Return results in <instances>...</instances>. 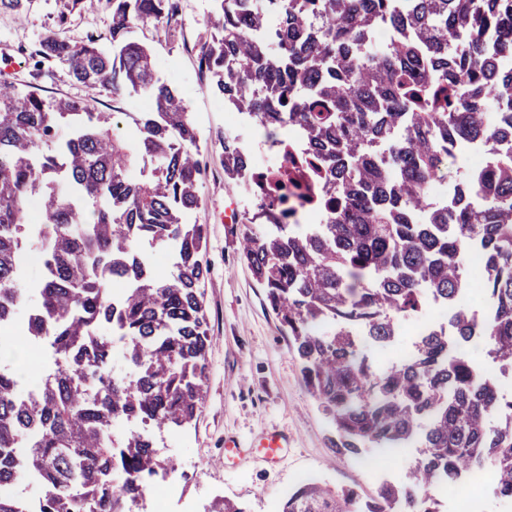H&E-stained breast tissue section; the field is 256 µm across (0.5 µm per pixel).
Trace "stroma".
<instances>
[{
    "label": "stroma",
    "mask_w": 512,
    "mask_h": 512,
    "mask_svg": "<svg viewBox=\"0 0 512 512\" xmlns=\"http://www.w3.org/2000/svg\"><path fill=\"white\" fill-rule=\"evenodd\" d=\"M64 0H32L26 13H0V81L24 86L33 60L21 49L31 48L50 29L72 41L94 34L107 37L109 14L100 7L63 15ZM175 36L151 27H139L134 39L148 45L157 77L185 96L197 131V147L207 163L199 189V204L187 223L207 228L209 271L201 282L210 347L208 380L201 409L191 425L156 435L158 447L177 461L179 497L195 512H214L224 499L247 506L249 512H276L280 500L305 477L332 491H355L362 499L375 495L384 482L399 483L404 464L421 453L412 442L405 462L386 473L365 465L374 456L334 454L329 446L331 426L304 387L300 361L274 313L263 288L240 259L246 211L235 223L225 221L226 209L239 203L236 189L224 182L223 151L218 137L224 132V108L207 79L198 72L194 45L204 31L211 0H182ZM288 441L282 457L269 464L251 454L253 443L269 431ZM247 448V455L228 461L225 440Z\"/></svg>",
    "instance_id": "obj_1"
}]
</instances>
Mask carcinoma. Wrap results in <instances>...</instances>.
<instances>
[{"instance_id": "1", "label": "carcinoma", "mask_w": 512, "mask_h": 512, "mask_svg": "<svg viewBox=\"0 0 512 512\" xmlns=\"http://www.w3.org/2000/svg\"><path fill=\"white\" fill-rule=\"evenodd\" d=\"M107 43H74L56 31L35 43L30 90L0 85V327L20 312L23 334L49 336L62 363L23 396L0 371V486L34 477L40 512H129L145 481L175 464L153 434L197 415L207 381L208 273L198 205L204 168L186 98L155 76L139 26L174 30L173 0H105ZM198 36V70L212 90L269 128L299 127L309 164L324 174L328 223L314 233L286 224L244 234L241 260L265 289L288 334L309 394L333 428L335 453L420 439L422 458L399 484L361 500L305 479L279 512H439L426 486L491 469L493 493L512 503V395L463 352L448 354L430 328L412 356L375 372L357 347L362 330L384 345L432 299L449 308L457 343L486 337L487 356L512 364V0H213ZM280 17L277 41L252 32ZM385 22L400 35L384 51L369 34ZM67 67L82 98L39 93L45 65ZM102 87L128 112L124 135L95 107ZM489 139L502 152L492 169L453 182L448 203L428 191L463 142ZM224 182L236 186L248 153L227 136ZM148 159V180L133 175ZM41 199L37 243L47 270L36 300L17 278L26 201ZM483 249L479 290L493 308L477 320L465 288L466 248ZM172 247L160 274L142 245ZM127 284L115 298L111 281ZM108 327L112 333L101 331ZM123 343L129 375L115 372ZM142 430L117 443L112 423ZM123 477L116 485V477ZM0 512H29L0 493Z\"/></svg>"}]
</instances>
